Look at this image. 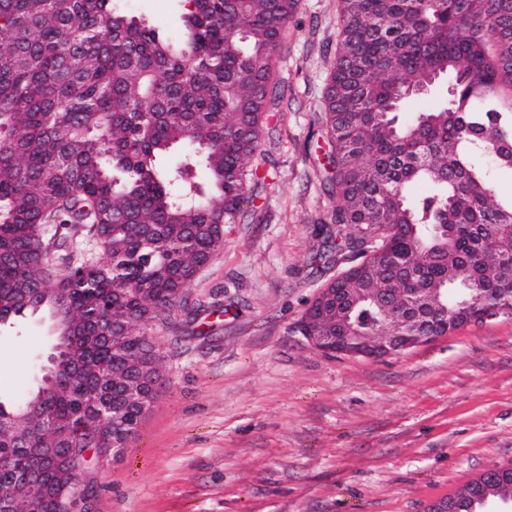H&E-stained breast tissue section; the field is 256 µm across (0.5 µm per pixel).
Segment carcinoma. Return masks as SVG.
<instances>
[{
  "instance_id": "carcinoma-1",
  "label": "carcinoma",
  "mask_w": 512,
  "mask_h": 512,
  "mask_svg": "<svg viewBox=\"0 0 512 512\" xmlns=\"http://www.w3.org/2000/svg\"><path fill=\"white\" fill-rule=\"evenodd\" d=\"M174 42L115 11L112 0H0V324L37 306L32 289L59 288L77 324L72 370L20 402L0 401V492L26 470L14 435L39 403L54 433L74 435L64 468L122 448L156 398L150 331L243 214L271 61L295 0H190ZM440 105L398 121L406 103ZM331 151L324 165L343 277L327 288H441L448 321L463 322L512 289V0H339V35L323 100ZM189 145L182 164L162 157ZM198 161L204 185L192 178ZM426 186L419 196L413 185ZM79 227L103 263L68 245ZM55 240L52 267L40 244ZM484 298L466 295L475 280ZM352 321L388 322L362 306ZM93 493L29 512H75Z\"/></svg>"
}]
</instances>
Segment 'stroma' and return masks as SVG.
<instances>
[{"mask_svg":"<svg viewBox=\"0 0 512 512\" xmlns=\"http://www.w3.org/2000/svg\"><path fill=\"white\" fill-rule=\"evenodd\" d=\"M178 39L186 0H113ZM338 0H296L273 58L252 201L153 334L162 381L92 512H424L512 462V318L386 358L330 356L297 328L346 266L322 223L336 200L322 101ZM49 320L0 328V398L35 392Z\"/></svg>","mask_w":512,"mask_h":512,"instance_id":"35a3bbf8","label":"stroma"}]
</instances>
